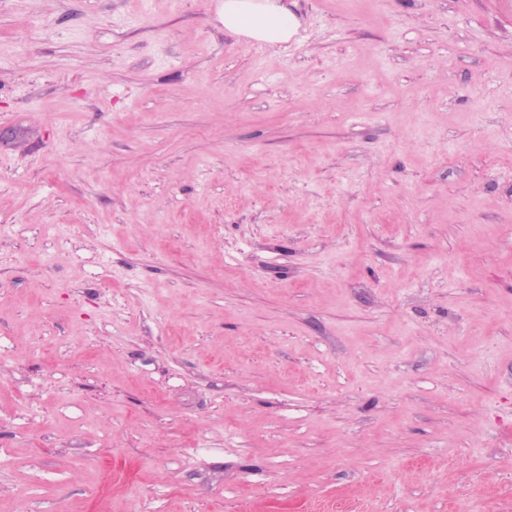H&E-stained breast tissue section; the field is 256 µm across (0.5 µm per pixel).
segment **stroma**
Listing matches in <instances>:
<instances>
[{"label": "stroma", "mask_w": 512, "mask_h": 512, "mask_svg": "<svg viewBox=\"0 0 512 512\" xmlns=\"http://www.w3.org/2000/svg\"><path fill=\"white\" fill-rule=\"evenodd\" d=\"M0 0V512H512V0ZM224 33L260 47L286 45L298 34L300 21L288 0H221Z\"/></svg>", "instance_id": "1"}]
</instances>
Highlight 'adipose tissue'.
Returning <instances> with one entry per match:
<instances>
[{
    "instance_id": "obj_1",
    "label": "adipose tissue",
    "mask_w": 512,
    "mask_h": 512,
    "mask_svg": "<svg viewBox=\"0 0 512 512\" xmlns=\"http://www.w3.org/2000/svg\"><path fill=\"white\" fill-rule=\"evenodd\" d=\"M219 17L226 35L268 48L288 44L300 27L288 0H220Z\"/></svg>"
}]
</instances>
